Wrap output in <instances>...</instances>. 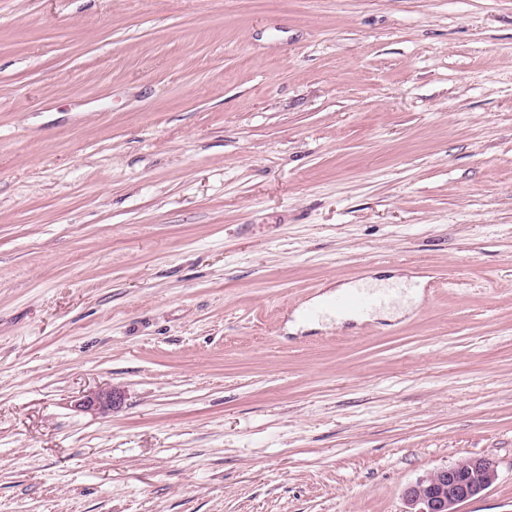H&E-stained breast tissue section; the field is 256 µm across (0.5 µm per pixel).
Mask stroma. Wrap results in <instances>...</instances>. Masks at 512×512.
<instances>
[{"mask_svg":"<svg viewBox=\"0 0 512 512\" xmlns=\"http://www.w3.org/2000/svg\"><path fill=\"white\" fill-rule=\"evenodd\" d=\"M469 457L512 512V0H0V512H406ZM345 290L344 292L337 293L331 296L327 301L321 302L317 306L308 307L306 313L310 318H327V317H343L349 316L353 318H363L368 315L372 310L385 306L393 301L390 294L395 295V300L404 297V302L408 299L416 300L419 293L415 289H410L406 294H402L399 288H406L404 285H396L391 287L386 283L375 282L369 288H387L381 293H375L373 290L367 288H354ZM382 309V308H379Z\"/></svg>","mask_w":512,"mask_h":512,"instance_id":"1","label":"stroma"}]
</instances>
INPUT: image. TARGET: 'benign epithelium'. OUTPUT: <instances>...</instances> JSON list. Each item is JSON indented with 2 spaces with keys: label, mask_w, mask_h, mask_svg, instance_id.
<instances>
[{
  "label": "benign epithelium",
  "mask_w": 512,
  "mask_h": 512,
  "mask_svg": "<svg viewBox=\"0 0 512 512\" xmlns=\"http://www.w3.org/2000/svg\"><path fill=\"white\" fill-rule=\"evenodd\" d=\"M115 392L95 391L86 396L84 404L92 410L112 409ZM497 476L494 463L486 458L463 459L445 469L437 470L408 488L409 512H459V506L488 489Z\"/></svg>",
  "instance_id": "1"
}]
</instances>
